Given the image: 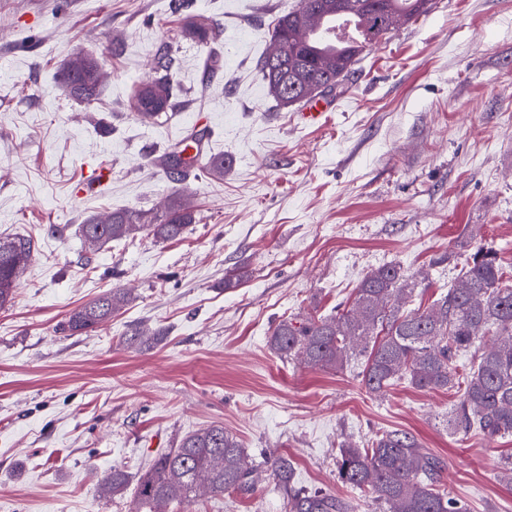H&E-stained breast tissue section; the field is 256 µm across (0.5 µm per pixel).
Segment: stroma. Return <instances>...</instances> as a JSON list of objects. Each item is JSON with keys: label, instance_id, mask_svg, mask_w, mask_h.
Listing matches in <instances>:
<instances>
[{"label": "stroma", "instance_id": "obj_1", "mask_svg": "<svg viewBox=\"0 0 512 512\" xmlns=\"http://www.w3.org/2000/svg\"><path fill=\"white\" fill-rule=\"evenodd\" d=\"M297 0H189L208 43L185 35L169 0H0V237L35 253L0 308V512H136L135 482L187 434L223 425L255 468L251 488L163 512H288L264 455H288L294 485L376 512L336 476L344 443L400 430L444 466L471 512H512L497 473L512 435H448L450 391L370 394L355 372L312 369L268 347L280 321L330 315L367 272L400 267L411 305L451 288L466 254L496 250L512 283V0H433L363 55L320 124L280 107L257 63ZM175 59L177 108L143 121L129 107L160 47ZM96 57L97 98L60 75ZM203 132L193 167L224 178L173 183L154 164ZM107 161L92 194L85 169ZM181 192L196 222L181 239L147 234L87 252L84 219L149 210ZM245 273L225 289L224 276ZM112 288L128 303L71 334L69 313ZM149 333L130 347L133 329ZM126 471L123 494L99 481Z\"/></svg>", "mask_w": 512, "mask_h": 512}]
</instances>
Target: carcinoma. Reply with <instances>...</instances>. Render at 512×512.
I'll return each instance as SVG.
<instances>
[{
	"instance_id": "cac0c4a2",
	"label": "carcinoma",
	"mask_w": 512,
	"mask_h": 512,
	"mask_svg": "<svg viewBox=\"0 0 512 512\" xmlns=\"http://www.w3.org/2000/svg\"><path fill=\"white\" fill-rule=\"evenodd\" d=\"M432 0H298L280 15L272 45L258 67L268 92L283 106L311 100V93L341 91L361 56L386 35L428 12ZM170 51L157 53V76L137 95L139 116L155 119L174 109ZM100 66L89 57L73 59L62 81L76 98L91 101L100 86ZM162 170L174 181L188 179L189 164L177 152L159 156ZM226 161L211 157L205 174L224 179ZM195 214L173 193L160 211L120 209L101 220L81 224L88 249L145 231L167 242L183 236ZM32 241L24 236L0 238V307L13 296L16 280L31 261ZM415 285L400 268L383 266L361 280L352 306L336 314L311 316L295 324L283 320L268 339L280 358L336 371L359 369L371 393L384 394L401 381L422 390L461 392L444 419L448 434L479 428L493 438L512 434V286L492 249L479 248L466 259L457 282L420 312L404 311L399 300L413 296ZM128 301L121 288L72 310L63 330L82 333L112 318ZM498 340L486 345L477 368L460 373L453 367L458 354L479 337ZM238 438L222 425H211L182 438L179 447L154 458L137 479V501L145 512L163 503L189 501L200 488L212 494L246 490L253 469ZM276 483L289 489V512H352L353 506L331 494L291 488L294 462L284 454L270 457ZM340 482L366 491L379 512H468L457 498L442 491L443 468L414 436L399 430L375 434L366 445L343 444L337 457ZM129 482L121 469L103 479L102 492L120 495Z\"/></svg>"
}]
</instances>
